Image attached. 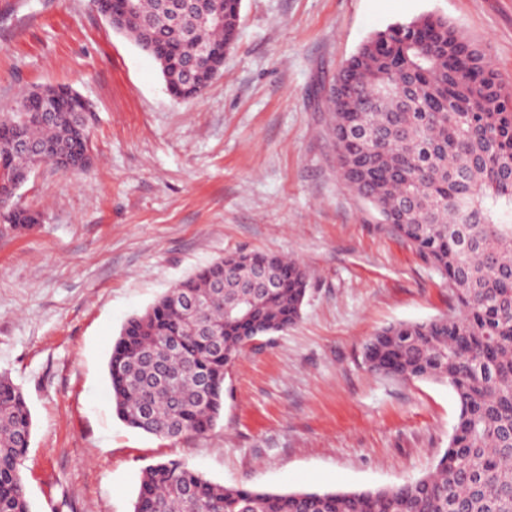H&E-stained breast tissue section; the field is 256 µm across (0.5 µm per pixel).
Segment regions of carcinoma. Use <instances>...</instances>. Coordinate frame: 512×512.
<instances>
[{
  "mask_svg": "<svg viewBox=\"0 0 512 512\" xmlns=\"http://www.w3.org/2000/svg\"><path fill=\"white\" fill-rule=\"evenodd\" d=\"M225 27L208 20L210 3L196 0L176 20V0H135L134 42L179 44L189 59L202 46L237 37L241 0H223ZM165 81L196 100L210 85H192L182 65L161 69ZM344 96L325 99L332 147L343 182L385 224L433 263L448 282L458 312L380 329L363 347L367 369L402 381L448 384L459 415L448 448L426 475L377 490L270 492L226 487L178 460L143 472L133 512H512V86L486 52L440 15L425 14L371 34L334 78ZM358 128L336 135L343 123ZM50 144L64 166H83L90 129L63 108L50 121L0 113V195L10 198L0 223L30 229L41 214L21 207L12 190L28 181L32 159L11 150L14 138ZM283 286L268 296L241 287L246 266L224 269V289L204 315L224 322L223 354L211 351L180 308L160 296L122 326L107 362L116 417L127 427L169 439L203 436L224 405V378L241 351L261 336L288 330L301 315L309 278L305 266L262 252ZM228 254L179 281L210 292L207 274ZM250 320L235 315L243 305ZM179 336L171 355L166 340ZM171 380L149 382L159 369ZM209 375L206 400L197 392ZM151 418L134 419L140 404ZM33 420L18 385L0 374V512H32L20 466Z\"/></svg>",
  "mask_w": 512,
  "mask_h": 512,
  "instance_id": "carcinoma-1",
  "label": "carcinoma"
}]
</instances>
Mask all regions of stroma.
I'll list each match as a JSON object with an SVG mask.
<instances>
[{"label":"stroma","instance_id":"1","mask_svg":"<svg viewBox=\"0 0 512 512\" xmlns=\"http://www.w3.org/2000/svg\"><path fill=\"white\" fill-rule=\"evenodd\" d=\"M428 13L512 81V0H242L237 42L189 102L89 0H0V112L65 84L96 113L92 167L35 171L16 200L41 223L0 234V373L33 416L32 512H132L168 459L226 486L349 492L442 456L452 389L370 373L362 352L383 326L450 313L448 285L340 180L322 90L373 32ZM238 251L307 266L300 320L241 352L208 434L127 428L106 378L124 322Z\"/></svg>","mask_w":512,"mask_h":512}]
</instances>
